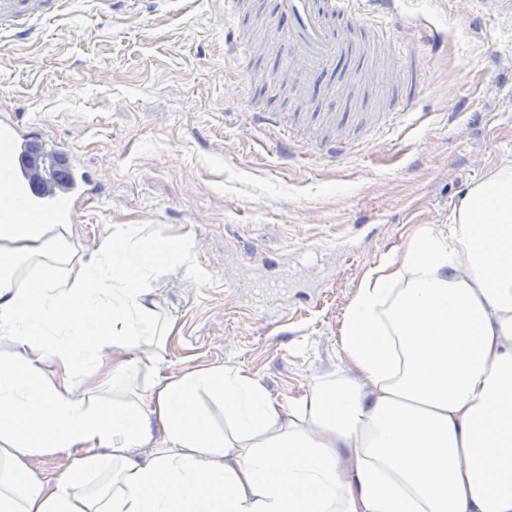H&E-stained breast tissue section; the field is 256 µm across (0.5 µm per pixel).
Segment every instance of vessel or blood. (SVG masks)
I'll return each instance as SVG.
<instances>
[{"label":"vessel or blood","mask_w":512,"mask_h":512,"mask_svg":"<svg viewBox=\"0 0 512 512\" xmlns=\"http://www.w3.org/2000/svg\"><path fill=\"white\" fill-rule=\"evenodd\" d=\"M400 0H279L288 19V31L281 42L289 70L308 74L330 66L338 57L354 53L367 57V47L350 45L338 36L330 21L340 18L365 24L368 17H381L385 26L373 30L372 45L393 46L409 79L403 102H412L416 82L424 66L423 48L439 39L438 31L413 23L399 8ZM63 0H0V35L24 31L35 34L39 24L57 15ZM254 128L273 143L282 160L295 161L313 156L330 162L346 159L353 142L324 140L304 145L276 112H255ZM93 191V178L79 151L55 137L19 125L0 122V223L73 224L78 208Z\"/></svg>","instance_id":"vessel-or-blood-1"}]
</instances>
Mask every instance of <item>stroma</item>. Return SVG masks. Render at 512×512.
<instances>
[{
    "instance_id": "35a3bbf8",
    "label": "stroma",
    "mask_w": 512,
    "mask_h": 512,
    "mask_svg": "<svg viewBox=\"0 0 512 512\" xmlns=\"http://www.w3.org/2000/svg\"><path fill=\"white\" fill-rule=\"evenodd\" d=\"M433 24L427 78L413 105L336 165L282 161L249 123L255 110L317 124L356 102H391L396 74L373 60L352 79L339 66L304 83L283 73L278 0H247L238 55L221 0L180 12L147 0H78L31 38L0 41V116L36 125L78 149L98 193L71 227L89 256L118 226L189 239L195 273L160 266L158 313L174 325L167 372L219 365L284 403L340 364L339 327L363 275L402 249L419 225L447 223L474 181L512 165V19H474L470 0H405ZM250 92L234 89V67ZM286 291L252 304L259 278Z\"/></svg>"
}]
</instances>
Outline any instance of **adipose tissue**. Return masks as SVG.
<instances>
[{
  "instance_id": "1",
  "label": "adipose tissue",
  "mask_w": 512,
  "mask_h": 512,
  "mask_svg": "<svg viewBox=\"0 0 512 512\" xmlns=\"http://www.w3.org/2000/svg\"><path fill=\"white\" fill-rule=\"evenodd\" d=\"M69 236L0 223V336L18 350L0 360V512H512L511 166L366 272L341 369L297 408L230 367L160 373L157 354L132 402L91 401L131 371L127 347L170 333L157 262L127 260L148 250L187 269L191 246L129 224L82 259ZM45 454L67 461L56 480L30 472Z\"/></svg>"
}]
</instances>
